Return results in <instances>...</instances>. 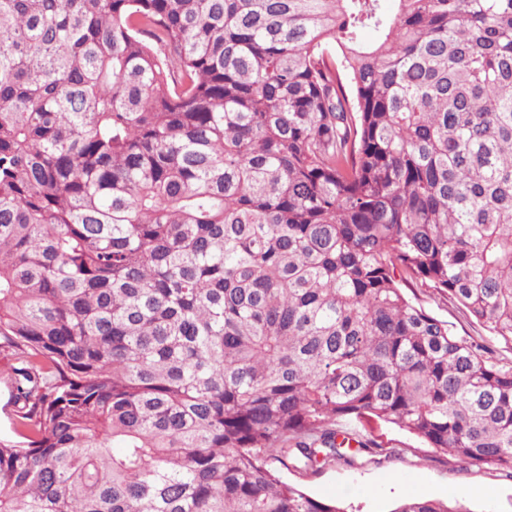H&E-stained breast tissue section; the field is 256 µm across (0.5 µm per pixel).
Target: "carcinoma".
<instances>
[{"label": "carcinoma", "mask_w": 512, "mask_h": 512, "mask_svg": "<svg viewBox=\"0 0 512 512\" xmlns=\"http://www.w3.org/2000/svg\"><path fill=\"white\" fill-rule=\"evenodd\" d=\"M395 2L0 0V512H343L280 472L375 424L512 472V0ZM405 292L414 303L424 307L441 320L447 321L456 335L473 336L474 340L478 343H483L480 336H485L487 332L476 325L470 324L464 319L454 303L439 298L431 291L425 290L424 288L410 286L405 289ZM13 388L7 378L0 373V438L11 436L10 414L13 410Z\"/></svg>", "instance_id": "obj_1"}]
</instances>
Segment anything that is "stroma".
Returning <instances> with one entry per match:
<instances>
[{
    "label": "stroma",
    "instance_id": "1",
    "mask_svg": "<svg viewBox=\"0 0 512 512\" xmlns=\"http://www.w3.org/2000/svg\"><path fill=\"white\" fill-rule=\"evenodd\" d=\"M406 293L414 303L447 321L456 335L483 336V329L464 319L454 303L422 288L410 287ZM379 433L388 445L408 446V453L359 469L331 461L317 473L291 470L286 477L317 499L337 502L346 512H392L406 497L460 499L470 512H512V475L496 469H461L452 457L433 455L390 426L381 427Z\"/></svg>",
    "mask_w": 512,
    "mask_h": 512
}]
</instances>
